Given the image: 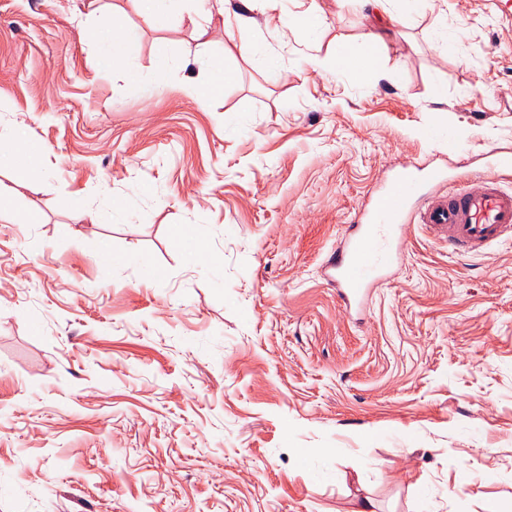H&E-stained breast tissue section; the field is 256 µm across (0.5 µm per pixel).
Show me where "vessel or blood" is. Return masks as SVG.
<instances>
[{
	"label": "vessel or blood",
	"instance_id": "obj_1",
	"mask_svg": "<svg viewBox=\"0 0 512 512\" xmlns=\"http://www.w3.org/2000/svg\"><path fill=\"white\" fill-rule=\"evenodd\" d=\"M415 219L475 253L512 232V192L486 178L452 184L448 170L437 165L395 173L369 199L358 223L347 226L326 261L345 304L364 305L386 281L400 257L398 232Z\"/></svg>",
	"mask_w": 512,
	"mask_h": 512
}]
</instances>
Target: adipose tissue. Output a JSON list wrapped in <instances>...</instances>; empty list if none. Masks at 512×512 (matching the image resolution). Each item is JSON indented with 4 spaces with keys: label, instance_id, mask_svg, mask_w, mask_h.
Segmentation results:
<instances>
[{
    "label": "adipose tissue",
    "instance_id": "1",
    "mask_svg": "<svg viewBox=\"0 0 512 512\" xmlns=\"http://www.w3.org/2000/svg\"><path fill=\"white\" fill-rule=\"evenodd\" d=\"M145 24L163 26L172 16H187L190 23L205 21L212 23L215 15L224 14V0H131ZM88 36L96 49L100 72L114 71L119 60L135 61L141 47V29L133 25L113 23L108 30H92ZM383 42L376 37L350 47L349 59L339 54L325 60H313L316 70L328 69L336 75H362L376 71V63L382 60ZM199 75L184 86L185 94L202 104L223 94L226 85L236 79V71L226 63L211 58L197 61ZM45 148L36 142L21 141L16 130L0 129V159L10 161L13 187L0 184V221L35 224L39 221L37 211L20 208L15 186L26 183L32 175V159L43 154Z\"/></svg>",
    "mask_w": 512,
    "mask_h": 512
}]
</instances>
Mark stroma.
<instances>
[{
  "mask_svg": "<svg viewBox=\"0 0 512 512\" xmlns=\"http://www.w3.org/2000/svg\"><path fill=\"white\" fill-rule=\"evenodd\" d=\"M104 2L99 21L141 26L142 69L165 43L224 54L189 21L156 29ZM385 7L397 82L313 70L371 32L342 0H259L256 54L230 56L238 81L200 106L181 90L196 67L149 101L125 70L98 72L85 0H0V123L46 148L15 186L40 223L0 222V512L512 501V242L461 256L407 224L361 313L323 275L395 172L512 155V0ZM309 9L320 32L282 40L284 14ZM177 226L222 265L175 250Z\"/></svg>",
  "mask_w": 512,
  "mask_h": 512,
  "instance_id": "1",
  "label": "stroma"
}]
</instances>
